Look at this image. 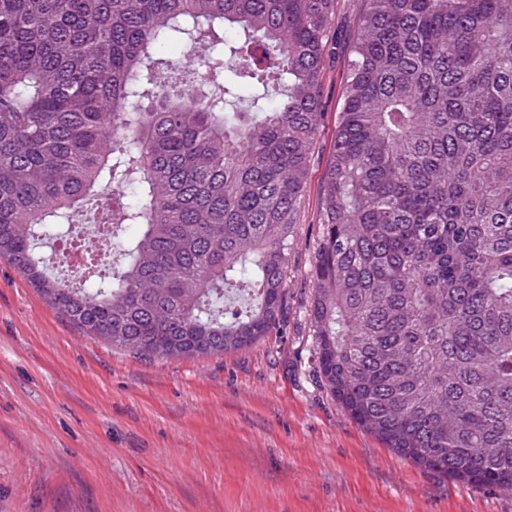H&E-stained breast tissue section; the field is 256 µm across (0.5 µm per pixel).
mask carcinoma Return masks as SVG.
I'll list each match as a JSON object with an SVG mask.
<instances>
[{
	"label": "carcinoma",
	"mask_w": 512,
	"mask_h": 512,
	"mask_svg": "<svg viewBox=\"0 0 512 512\" xmlns=\"http://www.w3.org/2000/svg\"><path fill=\"white\" fill-rule=\"evenodd\" d=\"M337 2L0 0V258L135 355L268 335ZM348 52L314 366L400 457L512 490V0H362ZM78 217L137 233L74 283L40 249Z\"/></svg>",
	"instance_id": "obj_1"
}]
</instances>
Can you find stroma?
Instances as JSON below:
<instances>
[{
    "instance_id": "35a3bbf8",
    "label": "stroma",
    "mask_w": 512,
    "mask_h": 512,
    "mask_svg": "<svg viewBox=\"0 0 512 512\" xmlns=\"http://www.w3.org/2000/svg\"><path fill=\"white\" fill-rule=\"evenodd\" d=\"M359 10L339 0L268 336L219 355L137 358L75 328L0 259V512H512V491L457 483L386 448L313 365L317 189Z\"/></svg>"
}]
</instances>
